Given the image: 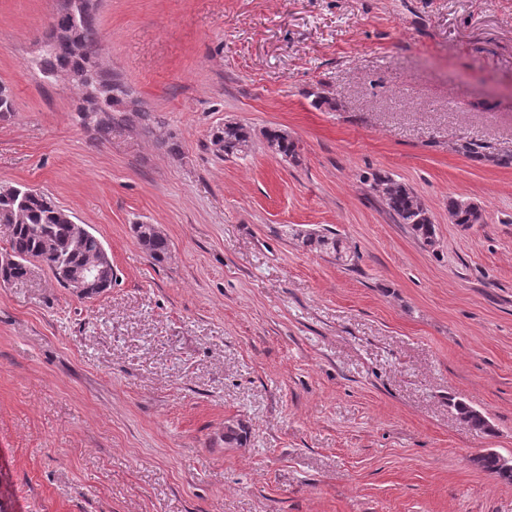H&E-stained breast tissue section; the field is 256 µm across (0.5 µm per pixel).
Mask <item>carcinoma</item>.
I'll return each mask as SVG.
<instances>
[{"instance_id":"cac0c4a2","label":"carcinoma","mask_w":512,"mask_h":512,"mask_svg":"<svg viewBox=\"0 0 512 512\" xmlns=\"http://www.w3.org/2000/svg\"><path fill=\"white\" fill-rule=\"evenodd\" d=\"M66 17H56L50 22L48 38L38 61V69L47 79L59 74L86 93V88L101 91L102 100L93 102L84 98L83 111L78 113L81 125L93 129L100 137L112 135V129L125 119L116 118L118 112H133L146 117L147 110L131 105L127 84L98 61L100 33L97 17H89L72 30L79 50L70 51L59 45L54 32L69 27ZM16 112L11 91L0 84V121H7ZM267 146L284 158H296V145L287 133L270 129L264 132ZM211 143L217 152L226 157L247 154L252 147L250 131L237 122H226L211 134ZM371 189L386 205L388 212L400 224H406L423 244H435L434 224L427 216L421 199L406 185L388 177L375 175ZM448 213L455 223L468 225L477 222L476 214L464 200L448 198ZM0 224L8 231L9 250L6 254L15 263L0 267V278L6 281L27 276L29 266L36 258L42 259L59 283H64L66 268L82 266L96 260L102 242L91 232H78V224L69 213L60 208L47 194H31L22 186H0ZM133 233L141 249L154 261L164 262L170 251L169 240L153 224H135ZM303 247L316 253L332 256L336 263L349 266L355 255L331 231L313 230L297 234ZM448 408L457 420L474 431H488L487 417L466 402L448 398Z\"/></svg>"}]
</instances>
